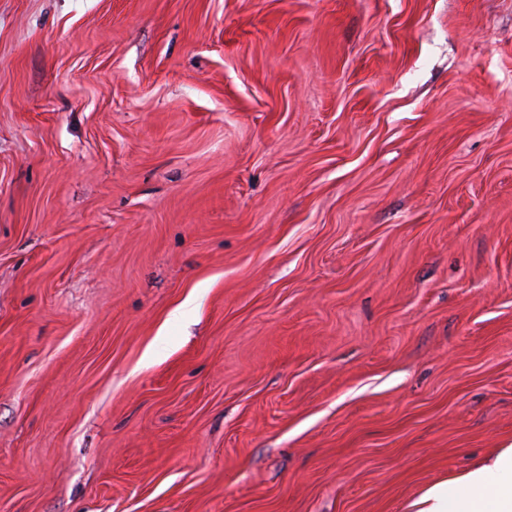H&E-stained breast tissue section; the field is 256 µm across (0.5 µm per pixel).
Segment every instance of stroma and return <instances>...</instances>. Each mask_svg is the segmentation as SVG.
<instances>
[{
	"mask_svg": "<svg viewBox=\"0 0 512 512\" xmlns=\"http://www.w3.org/2000/svg\"><path fill=\"white\" fill-rule=\"evenodd\" d=\"M512 443V0H0V512H403Z\"/></svg>",
	"mask_w": 512,
	"mask_h": 512,
	"instance_id": "1",
	"label": "stroma"
}]
</instances>
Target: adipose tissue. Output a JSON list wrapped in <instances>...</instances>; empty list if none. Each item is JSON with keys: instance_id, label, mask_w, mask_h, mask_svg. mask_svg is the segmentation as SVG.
Segmentation results:
<instances>
[{"instance_id": "ef3b65f1", "label": "adipose tissue", "mask_w": 512, "mask_h": 512, "mask_svg": "<svg viewBox=\"0 0 512 512\" xmlns=\"http://www.w3.org/2000/svg\"><path fill=\"white\" fill-rule=\"evenodd\" d=\"M404 512H512V444L427 485Z\"/></svg>"}]
</instances>
